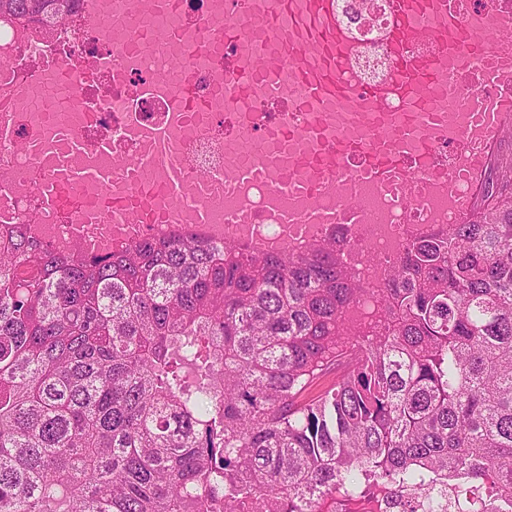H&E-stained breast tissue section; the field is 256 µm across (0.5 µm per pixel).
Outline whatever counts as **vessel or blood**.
Listing matches in <instances>:
<instances>
[{"instance_id":"vessel-or-blood-1","label":"vessel or blood","mask_w":512,"mask_h":512,"mask_svg":"<svg viewBox=\"0 0 512 512\" xmlns=\"http://www.w3.org/2000/svg\"><path fill=\"white\" fill-rule=\"evenodd\" d=\"M169 20L165 31L139 28L131 42L183 38V0H141ZM225 21V44L237 47L226 58H209L218 72L233 71L238 104L266 96L288 111L270 113L288 147V162L306 171L294 190L301 209L287 224H359L361 204L342 182L346 174L379 187L397 184L400 194L440 196L448 221L466 224L486 208L499 167L512 157V0H386L383 47L391 60L380 80H363L354 62L359 47L336 17L334 0H214ZM170 87L174 111L183 118L205 111L194 75L173 62ZM85 148L69 140L64 163L74 183L96 182L112 197L113 223H127L126 190L139 181L138 162L105 169L87 168ZM160 159L159 190L182 198L186 174L168 135L155 137ZM265 164L237 167L240 182L273 181ZM45 216L55 215L56 179L34 177Z\"/></svg>"}]
</instances>
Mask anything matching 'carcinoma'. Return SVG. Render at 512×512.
<instances>
[{
  "label": "carcinoma",
  "instance_id": "carcinoma-1",
  "mask_svg": "<svg viewBox=\"0 0 512 512\" xmlns=\"http://www.w3.org/2000/svg\"><path fill=\"white\" fill-rule=\"evenodd\" d=\"M80 0H0L62 18ZM370 280L331 231L74 258L0 224V512H512V177Z\"/></svg>",
  "mask_w": 512,
  "mask_h": 512
}]
</instances>
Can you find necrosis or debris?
<instances>
[{
  "label": "necrosis or debris",
  "instance_id": "necrosis-or-debris-1",
  "mask_svg": "<svg viewBox=\"0 0 512 512\" xmlns=\"http://www.w3.org/2000/svg\"><path fill=\"white\" fill-rule=\"evenodd\" d=\"M336 13L343 25L358 39L360 71L383 77L390 62L381 46L379 34L385 21V0H335ZM162 14H142L132 0H113L112 10L96 22H83L74 16L59 23L48 19L37 24L7 20L0 23V63L4 64L25 96L24 104L13 112H0L14 132L13 141L0 142V224L29 225L32 235L50 249L63 254L84 256L111 251L113 242L163 238L173 232L170 224H88L84 218L108 209L110 202L94 185L71 184L62 172L67 152L65 141L53 151L32 149L33 138L49 137L46 115L36 104L45 90H55L67 98L66 87L49 82H33L35 74L50 70L61 62H89L97 70L96 88H84L81 97L58 115L59 123L85 144L86 165L105 168L120 165L122 157L141 160L144 169L153 170L155 160L147 141L159 131L171 134V144L189 179V187L199 195L210 221L194 223L183 214V231L209 242L226 240L248 243L263 249H280L291 243L321 235L318 227L297 231L281 223L280 210L289 201L287 189L273 192L257 184H232L225 174L241 164L233 144L224 138V108L227 104L220 88L223 80L198 60L195 87L198 98L207 104L193 124H183L172 112L167 92L159 87L158 64L167 57L184 56L188 42L163 43L145 48H130L123 41L135 28L156 26ZM54 173L59 187L61 220L37 224L38 208L31 186V171ZM440 225V215L432 200L406 201L403 207L377 205L367 224L342 225L354 244V255L370 252L379 262L369 269L380 275L396 261L411 237Z\"/></svg>",
  "mask_w": 512,
  "mask_h": 512
}]
</instances>
